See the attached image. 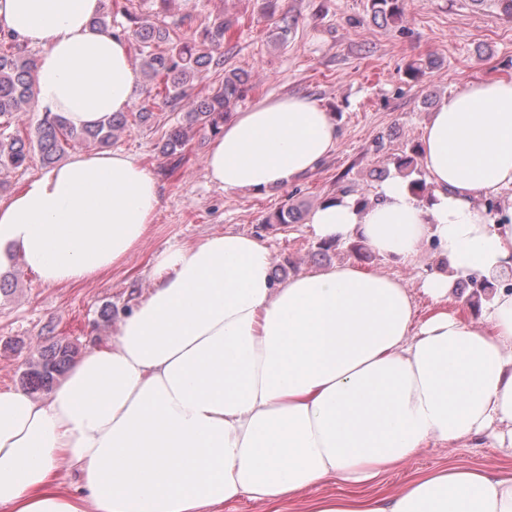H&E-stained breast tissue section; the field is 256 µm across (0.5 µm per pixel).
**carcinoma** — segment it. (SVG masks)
<instances>
[{
    "mask_svg": "<svg viewBox=\"0 0 512 512\" xmlns=\"http://www.w3.org/2000/svg\"><path fill=\"white\" fill-rule=\"evenodd\" d=\"M135 2L124 0L117 10L107 9L94 19L93 26L112 31L126 38L143 57V79L161 87L162 104L172 111L182 112V120L173 126L161 147V153L175 158L182 153L194 131L212 137L219 135L224 120L251 85L250 72L234 68L224 72V80L204 98L191 97L193 81L200 72L212 66L224 68V37L233 22L217 17L202 29L194 30L184 38H172L168 26L144 20L137 15ZM368 9L375 18L396 22L404 15L403 0H368ZM126 23L117 20V16ZM299 25V18L283 14L277 22L282 43ZM35 60L26 53L24 42L12 34L0 31V167L18 169L27 166L32 153L39 154L46 167L59 164L71 150L78 146L114 144L119 133L130 123L147 124L154 118L153 108L142 106L132 113L117 112L105 122L82 129L67 125L61 116L46 114L38 127L27 134L20 131L6 133L20 112L34 111ZM419 147L397 156L392 164L404 177L419 200L431 201L432 194L422 169L419 168ZM300 219V209L287 204L267 216L266 224H294ZM77 355L72 344L58 340L37 351L28 362V370L21 375L20 383L30 393L49 391Z\"/></svg>",
    "mask_w": 512,
    "mask_h": 512,
    "instance_id": "1",
    "label": "carcinoma"
}]
</instances>
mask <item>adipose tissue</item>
Returning a JSON list of instances; mask_svg holds the SVG:
<instances>
[{"label": "adipose tissue", "mask_w": 512, "mask_h": 512, "mask_svg": "<svg viewBox=\"0 0 512 512\" xmlns=\"http://www.w3.org/2000/svg\"><path fill=\"white\" fill-rule=\"evenodd\" d=\"M100 8L0 0V31L40 48L36 111L76 128L127 111L138 80L127 42L93 28ZM338 142L317 101L272 96L231 113L206 173L227 191L283 188ZM421 149L431 205L390 180L369 206L343 195L308 222L320 241L359 239L407 268L435 242L425 320L401 279L351 262L275 281L266 242L234 229L165 247L147 294L46 398L0 388V512H206L243 498L280 512L331 482L372 485L433 443L494 427L512 444V291L477 320L448 307L458 280L512 270V198L495 216L475 205L512 189V80L443 99ZM159 204L133 157L74 154L0 200V269L18 257L50 286L100 278L144 245ZM312 512H512V471L438 467Z\"/></svg>", "instance_id": "ef3b65f1"}]
</instances>
